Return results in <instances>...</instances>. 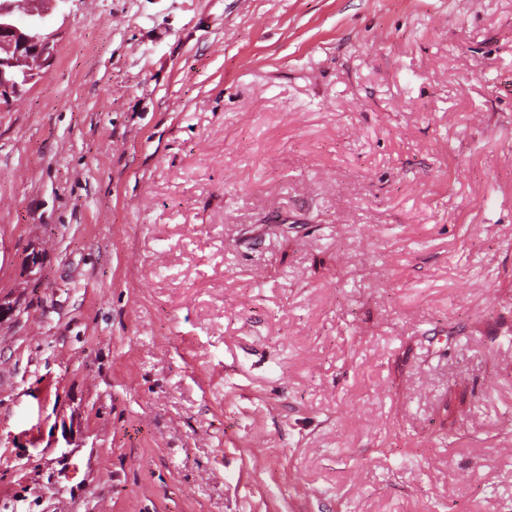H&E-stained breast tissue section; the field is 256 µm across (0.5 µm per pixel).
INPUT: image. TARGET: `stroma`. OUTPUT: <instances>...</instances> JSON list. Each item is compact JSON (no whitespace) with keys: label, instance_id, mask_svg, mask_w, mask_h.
Listing matches in <instances>:
<instances>
[{"label":"stroma","instance_id":"obj_1","mask_svg":"<svg viewBox=\"0 0 512 512\" xmlns=\"http://www.w3.org/2000/svg\"><path fill=\"white\" fill-rule=\"evenodd\" d=\"M0 110V512H512V0H67Z\"/></svg>","mask_w":512,"mask_h":512}]
</instances>
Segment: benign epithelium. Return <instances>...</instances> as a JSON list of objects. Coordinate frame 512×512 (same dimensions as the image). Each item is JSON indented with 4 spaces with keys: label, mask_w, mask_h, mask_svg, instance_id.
I'll use <instances>...</instances> for the list:
<instances>
[{
    "label": "benign epithelium",
    "mask_w": 512,
    "mask_h": 512,
    "mask_svg": "<svg viewBox=\"0 0 512 512\" xmlns=\"http://www.w3.org/2000/svg\"><path fill=\"white\" fill-rule=\"evenodd\" d=\"M44 0H0V103L7 104L45 75L55 52L51 11Z\"/></svg>",
    "instance_id": "7a95c632"
}]
</instances>
